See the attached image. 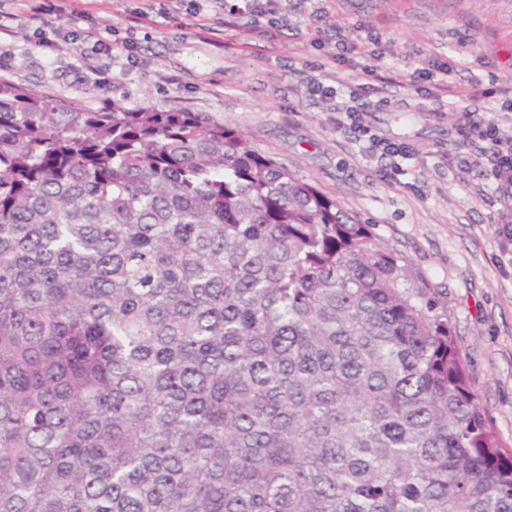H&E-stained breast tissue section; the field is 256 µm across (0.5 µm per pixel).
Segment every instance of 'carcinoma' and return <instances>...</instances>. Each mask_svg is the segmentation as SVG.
I'll return each instance as SVG.
<instances>
[{"label": "carcinoma", "instance_id": "carcinoma-1", "mask_svg": "<svg viewBox=\"0 0 512 512\" xmlns=\"http://www.w3.org/2000/svg\"><path fill=\"white\" fill-rule=\"evenodd\" d=\"M0 512H512L445 303L205 112L0 81Z\"/></svg>", "mask_w": 512, "mask_h": 512}]
</instances>
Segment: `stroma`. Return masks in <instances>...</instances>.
Returning a JSON list of instances; mask_svg holds the SVG:
<instances>
[{
  "label": "stroma",
  "mask_w": 512,
  "mask_h": 512,
  "mask_svg": "<svg viewBox=\"0 0 512 512\" xmlns=\"http://www.w3.org/2000/svg\"><path fill=\"white\" fill-rule=\"evenodd\" d=\"M224 3L217 14L208 0H63L61 16L37 26L20 0H0L16 31L0 79L82 109L208 113L373 224L445 301L469 387L512 446V243L497 234L512 225V198L477 164L467 118L493 112L512 129V0H278L274 26ZM61 27L135 37L138 61L99 55L123 73L99 87L86 47L57 38ZM366 67L364 137L338 127L334 107ZM312 77L334 97L310 96ZM373 136L408 156L379 157Z\"/></svg>",
  "instance_id": "35a3bbf8"
}]
</instances>
